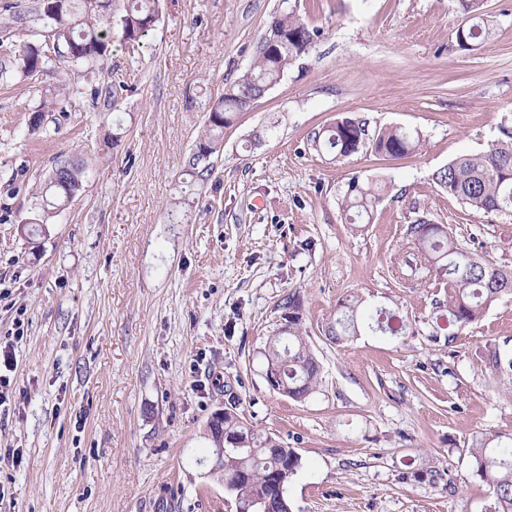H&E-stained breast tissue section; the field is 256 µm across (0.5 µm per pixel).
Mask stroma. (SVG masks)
I'll use <instances>...</instances> for the list:
<instances>
[{
    "label": "stroma",
    "mask_w": 512,
    "mask_h": 512,
    "mask_svg": "<svg viewBox=\"0 0 512 512\" xmlns=\"http://www.w3.org/2000/svg\"><path fill=\"white\" fill-rule=\"evenodd\" d=\"M294 2L317 42L225 128L211 179L194 185L185 164L207 109L249 67L279 0H158L133 47L112 0L107 56L89 73L45 40L40 0H0V65L14 70L0 81V349L17 361L0 405V512H236L198 463L232 398L300 454L292 512L492 503L469 449L512 436V398L480 362L512 341V298L460 327L447 290L392 269L421 215L512 269V214L475 212L433 180L512 129V0H481L495 25L473 51L456 43L454 0ZM29 44L47 54L33 76L16 69ZM356 117L416 129L425 146L314 149V131ZM73 160L89 170L80 191L45 232L21 234L52 169ZM354 179L386 187L359 232L341 206ZM291 294L321 365L301 401L268 387L261 355ZM351 295L399 309L407 335L334 342Z\"/></svg>",
    "instance_id": "stroma-1"
}]
</instances>
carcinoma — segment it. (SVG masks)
Instances as JSON below:
<instances>
[{
    "label": "carcinoma",
    "instance_id": "1",
    "mask_svg": "<svg viewBox=\"0 0 512 512\" xmlns=\"http://www.w3.org/2000/svg\"><path fill=\"white\" fill-rule=\"evenodd\" d=\"M123 31L127 40L137 42L154 29L158 12L155 0H126ZM458 12L469 18L465 32L455 31L458 46L475 50L492 33L493 23L480 13V0H455ZM56 16L44 15L50 24V36L63 47L62 57L74 66L94 68L105 55L109 41V19L112 0H58ZM266 40L260 42L251 66L230 81L224 95L208 107L205 134L189 158L190 175L198 182H207L213 164L200 160L212 156L224 138V128L249 111L261 99L266 87L275 85L296 61L308 54L320 36V30L308 24L295 9L284 7L275 12L267 25ZM45 52L36 45L27 46L19 55L18 66L25 75L39 72ZM315 148H324L335 157H347L363 148L391 157L419 153L424 137L417 130L391 126L370 133L362 119L345 118L312 136ZM74 163L65 161L52 169L41 192L40 207L47 216L66 206L76 195L71 172ZM435 183L449 196L469 208L483 213H512V130H502L479 154H465L450 161L434 173ZM382 198V188L375 183L354 179L348 184L343 209L353 219L371 214ZM408 255L404 265L412 272L435 281L448 289V312L451 320L461 327L483 318L490 307L505 296L512 295V269L507 270L474 257L445 224L418 219L407 226ZM340 315L329 327L330 339L339 342L357 335L359 328L398 336L407 327L396 309L378 307L372 313L363 300L354 297L339 304ZM282 309L288 312V331L266 349V360L280 367L283 381L288 384L289 397L304 400L316 391L321 367L303 335V310L295 295L285 298ZM486 369L502 376L506 390L512 389V347L493 346L484 357ZM224 429L251 434L252 447L245 454L224 453V476L234 484V498L242 501L262 499L266 512H279L281 496L286 488L271 479V474L288 470L295 475L300 461L294 449L271 451L268 437L255 432L234 408L224 413ZM473 474L492 487L494 503L489 512H512V442L497 438L477 439L469 448Z\"/></svg>",
    "mask_w": 512,
    "mask_h": 512
}]
</instances>
